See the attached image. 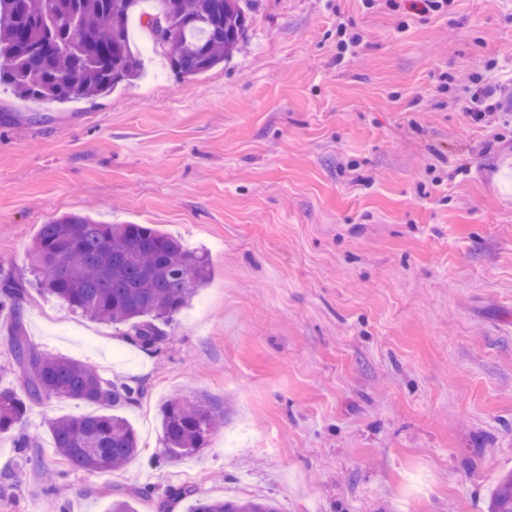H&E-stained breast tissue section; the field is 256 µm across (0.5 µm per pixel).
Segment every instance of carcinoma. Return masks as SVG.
Here are the masks:
<instances>
[{
    "label": "carcinoma",
    "mask_w": 512,
    "mask_h": 512,
    "mask_svg": "<svg viewBox=\"0 0 512 512\" xmlns=\"http://www.w3.org/2000/svg\"><path fill=\"white\" fill-rule=\"evenodd\" d=\"M0 0V82L35 102L103 97L137 78L141 61L132 52L127 23L139 13L169 67L195 77L236 52L245 38L241 0ZM79 38L72 39V30ZM35 282L48 294L91 318L123 325L135 343L157 349L174 329L176 316L211 272L209 256L150 224H104L90 215H69L42 226L31 248ZM28 295L23 280H0V316L14 322L10 371L20 386L0 388V433L14 430L32 405L51 398L94 404L100 414L46 421L53 451L74 470L110 472L129 463L139 442L119 414L144 387L105 379L88 363L39 352L20 331ZM224 424V410L175 396L161 407L163 454L199 452ZM21 461L41 468L32 456L36 439L15 443ZM489 512H512V473L490 494ZM190 512H279L269 499H196Z\"/></svg>",
    "instance_id": "1"
}]
</instances>
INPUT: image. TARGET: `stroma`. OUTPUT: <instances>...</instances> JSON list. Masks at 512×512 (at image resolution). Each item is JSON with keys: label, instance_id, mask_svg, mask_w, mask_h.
Returning a JSON list of instances; mask_svg holds the SVG:
<instances>
[{"label": "stroma", "instance_id": "35a3bbf8", "mask_svg": "<svg viewBox=\"0 0 512 512\" xmlns=\"http://www.w3.org/2000/svg\"><path fill=\"white\" fill-rule=\"evenodd\" d=\"M240 50L178 77L134 31L144 73L103 99L35 107L0 84V272L28 277L43 224L92 214L204 250L211 276L159 351L30 288L38 351L146 391L142 452L54 487L0 435V512H110L114 489L272 499L282 512H486L512 472V124L449 87L512 73V0H248ZM358 41L340 49L342 34ZM68 112L21 127L12 112ZM224 409L206 448L164 458L172 395ZM52 399L19 431L53 460Z\"/></svg>", "mask_w": 512, "mask_h": 512}]
</instances>
